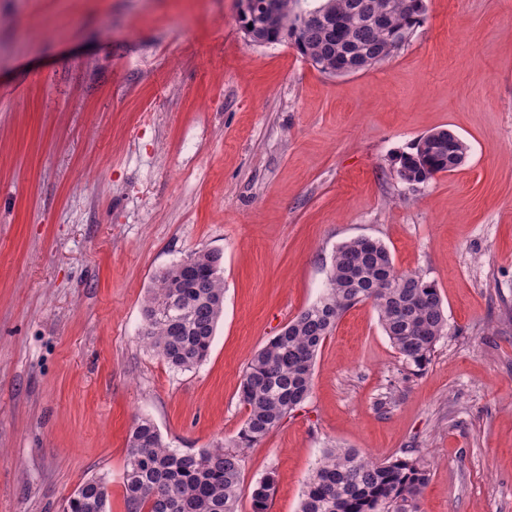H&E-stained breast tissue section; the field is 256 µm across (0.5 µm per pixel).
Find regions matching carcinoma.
Instances as JSON below:
<instances>
[{"instance_id":"cac0c4a2","label":"carcinoma","mask_w":512,"mask_h":512,"mask_svg":"<svg viewBox=\"0 0 512 512\" xmlns=\"http://www.w3.org/2000/svg\"><path fill=\"white\" fill-rule=\"evenodd\" d=\"M279 14L263 36L296 37L312 57L341 67L353 60L378 64L388 29L410 39L423 20L424 0H332L336 21L313 19L295 28L294 0H279ZM427 152L413 146L398 158V175L423 184L457 168L466 156L440 129ZM195 261L162 270L145 302L141 343L174 370H189L209 356L224 309L222 256L204 251ZM370 301L383 330L410 366L423 369L447 333L443 300L434 282L401 272L381 242L354 238L333 256L328 287L247 363L240 385L246 419L235 439L198 451L164 442L155 423L133 421L127 437L123 487L128 512H238L242 458L309 399L316 357L337 321L355 305ZM420 451L374 461L354 448H328L306 484L300 512H421L429 482ZM68 497L62 512H108L104 480L90 478ZM268 473L251 494V512H267L275 493Z\"/></svg>"}]
</instances>
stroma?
<instances>
[{
  "label": "stroma",
  "mask_w": 512,
  "mask_h": 512,
  "mask_svg": "<svg viewBox=\"0 0 512 512\" xmlns=\"http://www.w3.org/2000/svg\"><path fill=\"white\" fill-rule=\"evenodd\" d=\"M366 71L256 45L238 0H0V512H62L122 476L135 418L173 448L233 439L243 371L324 295L332 256L382 242L434 281L448 333L413 372L372 303L342 315L309 401L246 450L238 512H299L323 451L420 449L422 512H512V0H425ZM447 129L464 162L412 188L396 158ZM221 254L205 363L139 339L159 271ZM275 478L273 474H267L260 479L253 488L251 494V512H267L268 502L275 493Z\"/></svg>",
  "instance_id": "1"
}]
</instances>
